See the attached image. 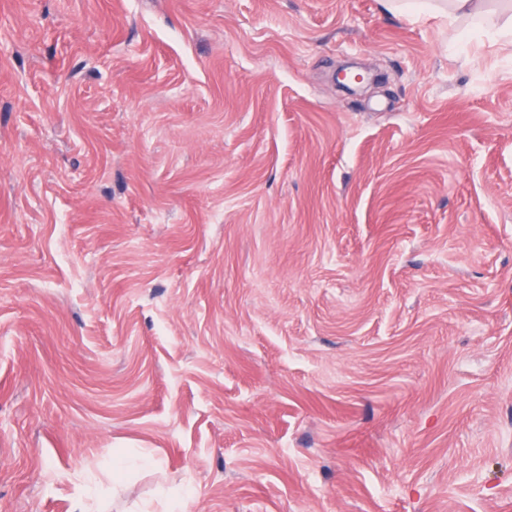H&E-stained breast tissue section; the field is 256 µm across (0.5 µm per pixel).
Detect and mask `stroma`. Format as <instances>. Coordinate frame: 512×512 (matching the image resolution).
Returning a JSON list of instances; mask_svg holds the SVG:
<instances>
[{"label": "stroma", "instance_id": "1", "mask_svg": "<svg viewBox=\"0 0 512 512\" xmlns=\"http://www.w3.org/2000/svg\"><path fill=\"white\" fill-rule=\"evenodd\" d=\"M351 62L385 83L344 95ZM163 489L512 512L496 30L380 0H0V512H164Z\"/></svg>", "mask_w": 512, "mask_h": 512}]
</instances>
